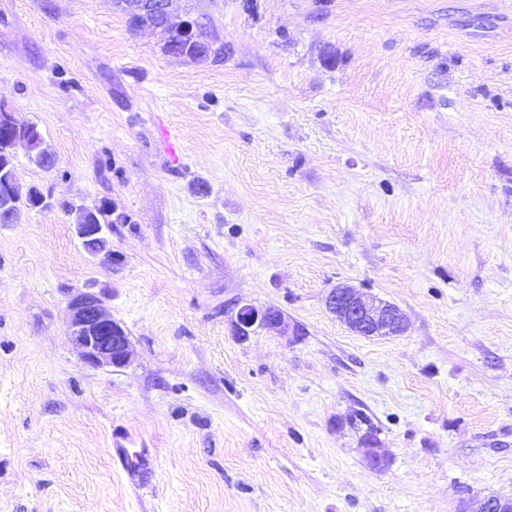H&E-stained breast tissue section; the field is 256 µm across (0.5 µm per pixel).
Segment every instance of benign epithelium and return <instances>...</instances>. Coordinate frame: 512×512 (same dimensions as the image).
I'll return each mask as SVG.
<instances>
[{
  "instance_id": "1",
  "label": "benign epithelium",
  "mask_w": 512,
  "mask_h": 512,
  "mask_svg": "<svg viewBox=\"0 0 512 512\" xmlns=\"http://www.w3.org/2000/svg\"><path fill=\"white\" fill-rule=\"evenodd\" d=\"M172 0H125L119 8L142 19L140 28H149L167 37L170 29L194 30L200 27L197 20L176 21L172 14ZM164 14L161 25L153 23L154 15ZM84 251L91 257L108 265L114 260L112 249L104 239L101 224H80L77 229ZM329 311L358 336L387 337L405 333L407 317L396 305L380 301L357 289L340 285L332 289L326 300ZM68 336L80 351L83 359L95 368H125L131 360L129 334L122 323L112 317L103 299L88 283L84 290L73 296L68 304ZM233 334L244 341L258 330L282 333L284 318L274 307H257L245 303L238 308L232 321ZM362 447L370 450L373 469L381 470L386 465L385 457L378 452V438L367 428L359 435ZM512 501L497 495H488L480 500L478 512H505Z\"/></svg>"
}]
</instances>
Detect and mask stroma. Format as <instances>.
Listing matches in <instances>:
<instances>
[{
    "mask_svg": "<svg viewBox=\"0 0 512 512\" xmlns=\"http://www.w3.org/2000/svg\"><path fill=\"white\" fill-rule=\"evenodd\" d=\"M220 64L112 0H0V107L50 201L0 224V512H477L512 497V0H176ZM209 187L198 194L195 183ZM107 201L118 260L60 203ZM96 282L129 366L66 332ZM346 284L405 334L351 333ZM285 333L237 340L242 303ZM378 427L384 469L350 412ZM148 456L134 489L112 454ZM210 45L211 52L209 55L203 43L195 41L193 35L179 30L170 35L167 43L163 45V49L169 55H181L182 58H187L196 63L209 62L210 57L214 63H222L224 61V44L215 46L210 43ZM326 303L329 311L358 336H400L406 331L407 317L398 306L377 300L351 286L333 288Z\"/></svg>",
    "mask_w": 512,
    "mask_h": 512,
    "instance_id": "35a3bbf8",
    "label": "stroma"
}]
</instances>
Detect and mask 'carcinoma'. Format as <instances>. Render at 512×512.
Wrapping results in <instances>:
<instances>
[{"label": "carcinoma", "instance_id": "cac0c4a2", "mask_svg": "<svg viewBox=\"0 0 512 512\" xmlns=\"http://www.w3.org/2000/svg\"><path fill=\"white\" fill-rule=\"evenodd\" d=\"M163 49L169 55H180L196 63L210 61L209 52L204 44L195 41L192 35L180 30L170 35ZM6 114L7 111L0 108V209L4 207L6 211L14 212L13 219L17 221L22 210L28 205L42 203L44 194L35 186L23 192L16 183L13 154L16 143L19 141L24 143L30 161L40 168L54 167L56 157L37 125L29 123L12 133L1 122ZM61 208L74 215L76 224L135 225L129 214L120 212L105 202L88 207L65 201L61 203Z\"/></svg>", "mask_w": 512, "mask_h": 512}]
</instances>
